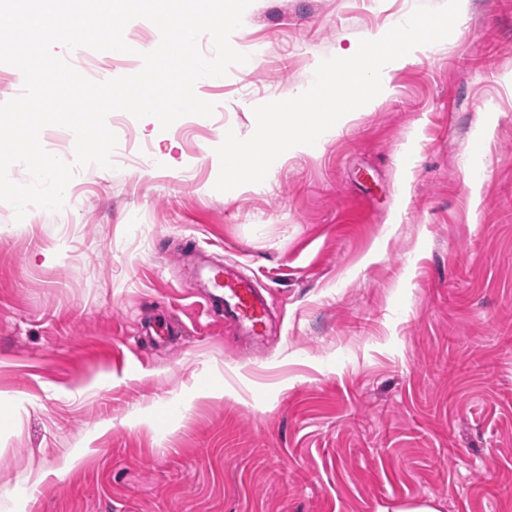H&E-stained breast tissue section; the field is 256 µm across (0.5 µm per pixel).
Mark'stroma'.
<instances>
[{
	"mask_svg": "<svg viewBox=\"0 0 512 512\" xmlns=\"http://www.w3.org/2000/svg\"><path fill=\"white\" fill-rule=\"evenodd\" d=\"M421 3L253 0L230 43L272 82L234 65L196 90L212 117L108 120L112 168L60 211L0 207V512H512V0H467L373 107L214 188L225 127ZM193 244L255 277L260 344L195 302ZM158 308L179 336L138 347Z\"/></svg>",
	"mask_w": 512,
	"mask_h": 512,
	"instance_id": "obj_1",
	"label": "stroma"
}]
</instances>
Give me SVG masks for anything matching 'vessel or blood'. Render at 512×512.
Wrapping results in <instances>:
<instances>
[{"instance_id": "vessel-or-blood-1", "label": "vessel or blood", "mask_w": 512, "mask_h": 512, "mask_svg": "<svg viewBox=\"0 0 512 512\" xmlns=\"http://www.w3.org/2000/svg\"><path fill=\"white\" fill-rule=\"evenodd\" d=\"M179 260L191 265L198 288L197 296L208 312L223 317L225 324L253 339L265 336L269 319L268 301L250 279L216 262L196 246L182 252Z\"/></svg>"}]
</instances>
